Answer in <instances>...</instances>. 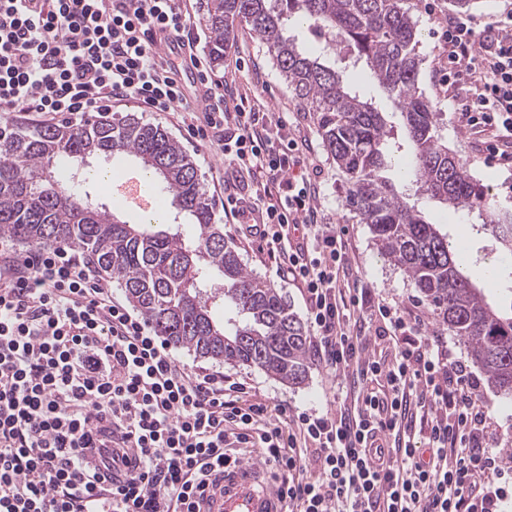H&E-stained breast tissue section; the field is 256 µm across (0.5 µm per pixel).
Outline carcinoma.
Wrapping results in <instances>:
<instances>
[{
    "label": "carcinoma",
    "mask_w": 512,
    "mask_h": 512,
    "mask_svg": "<svg viewBox=\"0 0 512 512\" xmlns=\"http://www.w3.org/2000/svg\"><path fill=\"white\" fill-rule=\"evenodd\" d=\"M300 18L324 44L285 34ZM213 61L245 23L268 52L304 111L315 113L324 147L346 177L344 205L367 224L382 254L401 268L448 331L501 394L512 396V314L476 283L486 268L462 273L454 242L409 204L389 176L392 141L383 113L343 79L346 51L365 63L403 118L411 184L428 201L487 215L481 230L512 255V209L497 207L442 142L439 116L418 87L422 59L406 0H207ZM135 157L154 196L172 198L189 223L174 233L130 224L83 190L77 160ZM28 245L68 244L87 253L169 343L200 358L254 367L292 385L309 371L310 336L285 297L245 271L186 149L160 125L101 112L80 122L0 128V232Z\"/></svg>",
    "instance_id": "1"
}]
</instances>
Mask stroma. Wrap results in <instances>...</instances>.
Wrapping results in <instances>:
<instances>
[{"label": "stroma", "instance_id": "stroma-1", "mask_svg": "<svg viewBox=\"0 0 512 512\" xmlns=\"http://www.w3.org/2000/svg\"><path fill=\"white\" fill-rule=\"evenodd\" d=\"M408 6L417 24L418 51L423 59L419 87L441 114L440 133L444 142L465 163L469 174L487 189L497 204L512 208V171L487 163L483 153L477 149L478 135L464 131L458 125L455 113L459 104L471 97V90L457 85L440 84L437 76L445 54L444 43L438 36L440 15L450 14L460 19L484 21L512 6V0H474L466 10L458 8L454 0H408ZM212 75L215 80L229 78L250 88L259 102L268 106L271 111L283 113L296 126L300 137L308 144L310 163L319 173L317 185L324 221L347 229L350 264L361 286L369 289L373 299L403 302L410 311L422 316L428 332L447 335L449 347L456 357L467 363L477 382L478 394L486 402L491 417L499 425L504 447L512 448V398L496 393L488 384L484 372L477 364L472 363L467 344L458 337L448 336L446 327L409 278L379 252L368 225L359 223L345 208V177L327 155L313 113L304 111L289 94L266 46L248 26L240 24L235 27L224 54V62L213 67ZM188 150L198 165L216 215H223L224 193L218 185L224 174L223 156L193 144L189 145ZM89 167L112 172L111 183H88L87 189L91 196L105 203L110 209L121 211L126 220L139 222L142 215L140 206L136 201L125 200L120 191L123 182L140 175L135 160L129 156L118 159L102 156L91 159ZM424 209L429 221L447 225L451 233L461 240L462 247L455 254L460 268L471 269L479 260L490 265L497 259L498 254L494 251L491 240L475 235L466 212L447 211L433 202L425 203ZM224 233L237 247L246 269L278 288L298 316H305L301 291L292 283L283 281L272 256L252 241L243 239L238 225L225 224ZM173 354L180 363L201 371L223 372L226 377L244 383L250 393L264 395L272 403L285 404L293 410L314 409L323 412L334 406L337 381L316 360L310 364L307 381L298 387L272 378L259 369L206 360L182 348L174 349Z\"/></svg>", "mask_w": 512, "mask_h": 512}]
</instances>
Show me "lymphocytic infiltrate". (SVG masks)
I'll list each match as a JSON object with an SVG mask.
<instances>
[{
  "instance_id": "obj_1",
  "label": "lymphocytic infiltrate",
  "mask_w": 512,
  "mask_h": 512,
  "mask_svg": "<svg viewBox=\"0 0 512 512\" xmlns=\"http://www.w3.org/2000/svg\"><path fill=\"white\" fill-rule=\"evenodd\" d=\"M191 0H0V110L52 120L133 101L221 153L224 216L300 284L314 354L345 390L339 410L270 411L243 383L179 363L142 315L71 246H0V512H96L102 470L112 512H179L212 472L258 449L281 473L284 512H499L512 453L493 440L476 380L400 302L348 278L347 242L322 223L294 126L235 82L191 108L159 60L177 37L212 82ZM449 83L476 84L461 128L512 153V10L442 18Z\"/></svg>"
}]
</instances>
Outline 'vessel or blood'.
<instances>
[{
  "mask_svg": "<svg viewBox=\"0 0 512 512\" xmlns=\"http://www.w3.org/2000/svg\"><path fill=\"white\" fill-rule=\"evenodd\" d=\"M160 51L173 60V73L180 84L194 83L196 70L188 55L178 54L174 41L163 43ZM198 503L200 512H282L266 467L251 460L225 467L214 476Z\"/></svg>",
  "mask_w": 512,
  "mask_h": 512,
  "instance_id": "obj_1",
  "label": "vessel or blood"
}]
</instances>
